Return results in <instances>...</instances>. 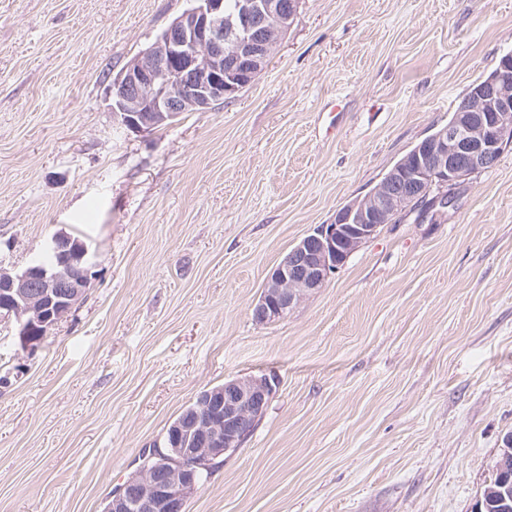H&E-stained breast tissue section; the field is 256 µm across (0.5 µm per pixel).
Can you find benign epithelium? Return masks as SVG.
Returning <instances> with one entry per match:
<instances>
[{"label":"benign epithelium","mask_w":512,"mask_h":512,"mask_svg":"<svg viewBox=\"0 0 512 512\" xmlns=\"http://www.w3.org/2000/svg\"><path fill=\"white\" fill-rule=\"evenodd\" d=\"M142 52L114 76L110 109L117 122L151 132L185 112L231 99L262 71L287 32L300 0H238L224 16V0H192ZM512 143V51L465 105L437 133L397 162L367 196L336 213L298 241L271 270L252 317L267 324L288 316L322 287L383 225L414 198L452 187L499 159ZM48 250L57 260L46 269L29 264L0 273V317L14 321L24 349L40 339L35 330L56 326L77 306L95 276L96 253L61 233ZM275 387L268 376L235 377L206 392L198 408L169 430L164 449L149 448L142 463L112 493L108 512H184L197 490L199 469L241 447L253 421L267 409Z\"/></svg>","instance_id":"7a95c632"}]
</instances>
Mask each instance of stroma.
Returning <instances> with one entry per match:
<instances>
[{
    "label": "stroma",
    "instance_id": "35a3bbf8",
    "mask_svg": "<svg viewBox=\"0 0 512 512\" xmlns=\"http://www.w3.org/2000/svg\"><path fill=\"white\" fill-rule=\"evenodd\" d=\"M190 0H0V267L65 233L85 298L0 321V512H102L199 393L273 375L185 512H472L512 434V144L287 317L251 304L512 50V0H301L234 99L152 132L108 87Z\"/></svg>",
    "mask_w": 512,
    "mask_h": 512
}]
</instances>
